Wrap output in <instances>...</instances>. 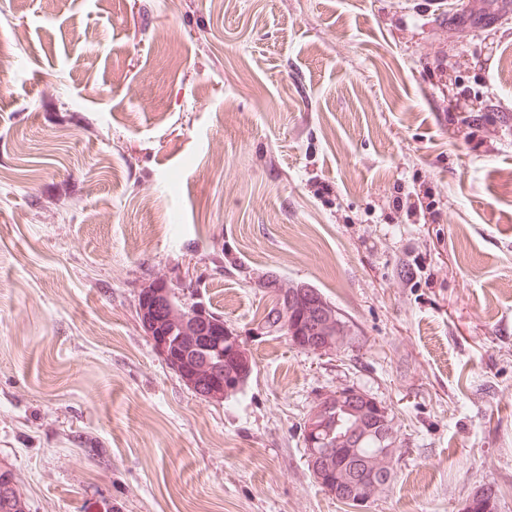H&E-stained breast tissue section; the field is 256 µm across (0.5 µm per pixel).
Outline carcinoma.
I'll return each instance as SVG.
<instances>
[{
    "instance_id": "obj_1",
    "label": "carcinoma",
    "mask_w": 512,
    "mask_h": 512,
    "mask_svg": "<svg viewBox=\"0 0 512 512\" xmlns=\"http://www.w3.org/2000/svg\"><path fill=\"white\" fill-rule=\"evenodd\" d=\"M322 298V294L315 288L305 284H292L287 286L286 295L282 305L288 310L290 317L296 319L301 335L307 337L311 344L321 341L323 336H334L338 332L349 334V328L342 315L336 311V307L325 302L327 308L334 312L331 322L322 323L319 330L311 329L313 325V313L318 309L314 304V298ZM181 307L174 289H169L165 295H155L150 289L141 291L138 298V318L144 332L149 336L180 335V331H172V324L162 319L166 313L165 307ZM170 364L176 372H208L217 373L226 385L244 387L249 380L253 365L250 358L235 361L233 358L223 356L208 349L207 341L194 342L186 345L184 342L171 340L168 345ZM365 422L371 423L375 429L362 432L357 456L353 461L360 466L377 468L378 485L368 481L363 487L357 489V495L370 499L376 493L387 487L394 475V464L399 460L400 448L393 447L391 452H385L387 444L382 442V432L386 424L393 422V417L388 414H379L374 409L367 408L361 416ZM25 502L17 486V480L10 469H0V512H25Z\"/></svg>"
}]
</instances>
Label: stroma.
<instances>
[{"instance_id":"stroma-1","label":"stroma","mask_w":512,"mask_h":512,"mask_svg":"<svg viewBox=\"0 0 512 512\" xmlns=\"http://www.w3.org/2000/svg\"><path fill=\"white\" fill-rule=\"evenodd\" d=\"M276 274L350 334L259 325ZM219 312L254 362L201 397L136 315ZM393 415L360 512H512V0H0V467L28 512H359L303 426ZM332 393L333 395L336 394V392ZM332 398V395L328 394L317 399L304 424L303 439L306 445L305 451L307 447V458L309 461V463L308 461L307 463L310 466L314 479L333 495H340L343 493L345 484H340L339 487H337L339 480L332 478L330 461L331 458L335 457L337 459L335 466H340L343 462L344 457L341 455V450L345 448V444H337L336 435L342 431L345 426H348V416L343 414L340 410L336 411L335 407L332 408L333 410L328 415L327 419L328 427L330 429L335 428L334 435L333 432L327 429V421H324V418L333 406H343L346 413L355 418L359 417L358 408L362 403H369L371 406L375 405L379 412L382 411V406L373 397L371 398L356 388H348L343 391L342 395L337 393L336 399L339 398L337 402H331ZM338 412L337 420L340 424L336 427V415ZM332 435L333 438H331ZM329 438H331L328 443L330 447L322 448L323 445L328 442ZM330 448L332 449L330 450ZM329 454L331 458L328 456Z\"/></svg>"}]
</instances>
